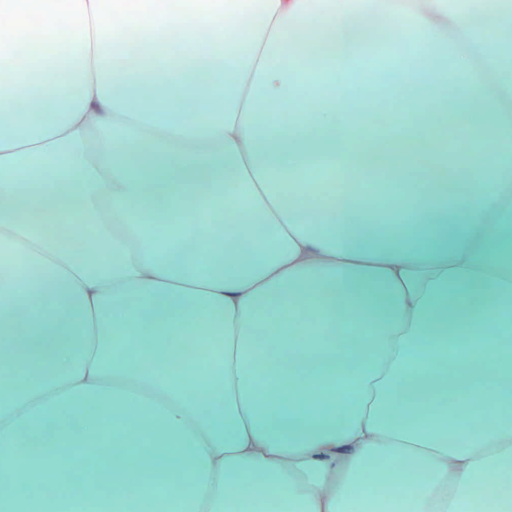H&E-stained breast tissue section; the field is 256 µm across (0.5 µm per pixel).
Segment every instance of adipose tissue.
Segmentation results:
<instances>
[{
	"mask_svg": "<svg viewBox=\"0 0 512 512\" xmlns=\"http://www.w3.org/2000/svg\"><path fill=\"white\" fill-rule=\"evenodd\" d=\"M191 2L146 17L179 38L148 84L107 0H63L58 22L52 0H0L2 48L39 12L63 30L0 78V512H474L512 473V0H259L237 29L223 0ZM365 24L412 36L405 78L438 108L376 128L337 107ZM304 36L334 48V83L285 65ZM474 93L490 122L449 125ZM422 136L431 161L397 153L409 188L376 219L353 187L365 143ZM188 333L204 355L175 362ZM273 368L293 399L260 386ZM128 407L148 469L78 478L66 449L99 452Z\"/></svg>",
	"mask_w": 512,
	"mask_h": 512,
	"instance_id": "obj_1",
	"label": "adipose tissue"
}]
</instances>
